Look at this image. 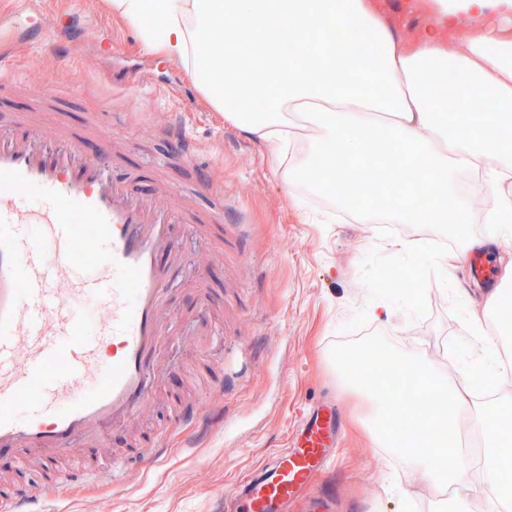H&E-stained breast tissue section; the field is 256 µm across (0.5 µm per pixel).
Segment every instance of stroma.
Masks as SVG:
<instances>
[{
    "label": "stroma",
    "mask_w": 512,
    "mask_h": 512,
    "mask_svg": "<svg viewBox=\"0 0 512 512\" xmlns=\"http://www.w3.org/2000/svg\"><path fill=\"white\" fill-rule=\"evenodd\" d=\"M35 3L29 24L47 44L16 42L0 61L9 75L0 87V125L24 117L40 123L49 138L66 125L81 131L82 148L93 156L109 139L112 168L131 176L134 190L144 197L167 191L175 206L196 209L204 221L215 210V195H222L227 233L239 235L242 249L223 251L193 225L176 227L188 263L170 295L180 332L161 356V390L98 451L108 458L130 448L141 431L162 433L169 452L160 467L130 470L117 492L107 485L64 488L37 472H17L13 451L1 449L0 483L33 486L45 512H239L225 504V495L248 470L287 447L302 411L331 403L345 436L312 490L334 489L338 512H397L403 498L409 512H430L436 489L412 480L396 455L374 446L363 424L366 402L344 388L327 357L363 328L454 369L458 360L448 343L468 330L451 300L459 298L472 313L484 296L470 283L467 264L442 268L430 261L439 237L431 227L392 230L348 217L318 219L322 202L284 190L280 170L287 157L225 122L181 70L143 50L132 26L91 8L89 0ZM47 71L58 94L81 99L79 111L53 112L32 95ZM175 113L211 169L214 195L190 190L187 160L158 135ZM410 238L421 244L416 266L427 276V302H403V314L390 319L371 317L368 306L387 299L377 286L379 272L403 266L394 244ZM201 274L224 290L223 304L204 322L195 284ZM216 327L227 338L220 352L209 347ZM219 361L226 378L220 397L203 391L211 364ZM172 396L207 401L224 417L187 440L185 430L168 427Z\"/></svg>",
    "instance_id": "stroma-1"
}]
</instances>
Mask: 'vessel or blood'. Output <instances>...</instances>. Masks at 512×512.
Segmentation results:
<instances>
[{
  "mask_svg": "<svg viewBox=\"0 0 512 512\" xmlns=\"http://www.w3.org/2000/svg\"><path fill=\"white\" fill-rule=\"evenodd\" d=\"M79 132L48 142L17 120L0 129V447L37 460L55 484L93 479L120 487L128 469L155 466L163 436L94 470H63L76 446L92 451L137 417L160 388L157 366L175 336L169 294L185 268L173 224H193L166 195L144 198L127 177L86 156ZM92 227L89 236L77 224ZM470 278L496 289L486 256L470 260ZM206 404L178 407L175 427L209 419ZM334 409L302 419L289 448L234 488L243 512H330L322 496H304L337 442ZM17 486L0 494V512H40Z\"/></svg>",
  "mask_w": 512,
  "mask_h": 512,
  "instance_id": "vessel-or-blood-1",
  "label": "vessel or blood"
}]
</instances>
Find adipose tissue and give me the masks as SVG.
Here are the masks:
<instances>
[{
	"label": "adipose tissue",
	"instance_id": "adipose-tissue-1",
	"mask_svg": "<svg viewBox=\"0 0 512 512\" xmlns=\"http://www.w3.org/2000/svg\"><path fill=\"white\" fill-rule=\"evenodd\" d=\"M142 47L177 65L227 122L272 148L295 147L281 174L305 185L310 159L361 163L369 141L390 148L383 184L395 204L337 198L361 224L448 229L477 247L473 224L512 233V0H421L415 30L379 0H101ZM345 39L318 43L333 22ZM490 93L494 108L470 97ZM432 178L434 202L412 200Z\"/></svg>",
	"mask_w": 512,
	"mask_h": 512
}]
</instances>
